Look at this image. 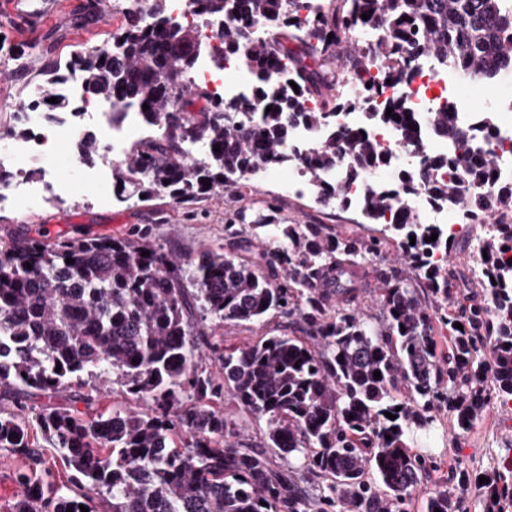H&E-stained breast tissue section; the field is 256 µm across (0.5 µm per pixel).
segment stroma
Instances as JSON below:
<instances>
[{
  "mask_svg": "<svg viewBox=\"0 0 512 512\" xmlns=\"http://www.w3.org/2000/svg\"><path fill=\"white\" fill-rule=\"evenodd\" d=\"M84 0H0V47L35 45L50 37L51 55L32 56L27 70L5 72L0 77V128L17 126L14 105L27 86L42 83V72L51 65H67L73 56L88 47L110 40L125 25L119 12L94 19L81 9ZM273 217L278 224H323L329 232L344 236L382 237L379 253L372 256L375 270L393 272L412 281L418 297L432 318V337L439 353L448 350V328L441 322L443 314L460 305L484 302L483 288L472 275L477 258L466 240L456 239L451 253L450 283L457 288L454 302L439 304L428 295L423 271L406 261L399 246V237L383 232L381 225L371 224L357 211L337 203L321 205L310 190L281 193L276 182L263 175L243 180L239 190L226 192L197 202L176 203L168 196H155L148 201L112 200L101 204L91 198L49 196L42 207L25 213L7 206L0 207V244L21 234L54 240L59 237L112 236L124 237L141 225L153 227L156 241L166 251L182 260L195 258L207 248H221L241 260L255 259L260 249L251 236L250 226L259 217ZM368 275V288L359 296V311L371 322L382 317L378 299L380 283ZM301 329L295 318L278 310L261 320L239 326L213 329L202 337L201 370L221 376L213 347H239L270 336H297ZM60 404L79 411L139 410V403L126 398L119 385L95 396L92 386L75 384L58 395ZM47 400L20 390L0 389V413L13 414L29 426V438L44 457L52 458L53 450L45 441L36 421ZM220 408L226 419L236 423L238 441L245 447L265 452L271 466L283 467L287 461L274 452L265 451L268 433L266 419L245 412L232 396H225ZM434 423L429 431L410 432L407 440L412 452L424 456L431 467L418 490L404 506L405 512H424L425 500L431 490L447 480L449 474L463 470L471 479L504 470L512 460V410L500 408L498 399H491L482 409L472 428L456 435L454 421L445 407H435Z\"/></svg>",
  "mask_w": 512,
  "mask_h": 512,
  "instance_id": "obj_1",
  "label": "stroma"
}]
</instances>
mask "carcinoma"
I'll return each mask as SVG.
<instances>
[{"label": "carcinoma", "instance_id": "obj_1", "mask_svg": "<svg viewBox=\"0 0 512 512\" xmlns=\"http://www.w3.org/2000/svg\"><path fill=\"white\" fill-rule=\"evenodd\" d=\"M166 2L151 0L147 22L127 14L111 40L70 61L87 91L137 109L160 132L133 143L126 161L112 169L117 190L147 200L158 189L182 202L205 199L239 186L263 165L296 160L318 203L346 205L344 185L325 182L323 173L345 161L353 179L387 165L372 136L359 127L340 129L311 147L290 148L297 123L318 129L325 119L304 111L302 99L341 108L374 97L375 87L364 86L359 99L330 98L337 67L350 82L374 67L385 80L407 83L412 62L425 55L471 82L512 77V0H326L318 9L306 0H192L221 24L224 55L238 56L258 88L255 96L212 102L194 117L181 96L199 57L198 32L171 25ZM302 8L315 10L306 28L295 21ZM263 21L276 26L275 42L254 36ZM357 29L381 31L383 38L364 47L351 39ZM283 58L297 93L281 86ZM392 108L400 120L372 112L369 121L393 123L414 153L425 154L407 103L400 99ZM427 126L452 147L448 166L481 186L495 180V161L474 144L492 134L494 113H480L466 129L439 108ZM188 144L202 147L198 157L186 156ZM79 147L95 160L97 135L85 131ZM442 163L426 159L419 173L401 174L392 192L371 195L363 213L383 224L396 201L428 183L433 198L456 206L464 223L496 220L481 246L487 301L445 319V358L436 353L430 314L414 288L385 271H378L383 319L371 325L358 316L364 264L380 240L334 235L324 224L252 225L261 241L287 242L266 250L256 264L207 248L185 265L153 242L148 226L128 238L47 243L19 236L1 244L0 385L52 399L86 376L118 384L147 405L136 414L45 408L38 425L73 471L76 496L25 469L17 473L22 493L10 512H81L82 505L96 512L104 501L112 502V512H401L428 470L406 437L429 426L433 403L448 407L462 434L490 394L512 399V265L496 261L500 249L512 246V185L471 193L454 181L430 182ZM389 228L406 241L415 237L408 259L425 271L437 301L452 300L448 277L428 266V258L453 244L440 236L429 240L434 230L406 215ZM271 310L297 317L305 337L271 336L224 349L218 354L222 381L199 371L197 318L243 325ZM226 391L267 418V447L303 454L305 471L273 468L232 441L237 430L218 407ZM0 448L31 454L28 425L0 416ZM486 478L480 484L485 512H506L512 470ZM316 479L326 482L328 493H307L302 482ZM470 483L465 473L452 475L429 493L426 512H463Z\"/></svg>", "mask_w": 512, "mask_h": 512}]
</instances>
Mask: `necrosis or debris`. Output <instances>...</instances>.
<instances>
[{
	"label": "necrosis or debris",
	"mask_w": 512,
	"mask_h": 512,
	"mask_svg": "<svg viewBox=\"0 0 512 512\" xmlns=\"http://www.w3.org/2000/svg\"><path fill=\"white\" fill-rule=\"evenodd\" d=\"M170 17L179 24L194 25L199 40L205 48L187 76L188 84L205 89L215 100L237 99L250 87L248 75L236 61L216 63L223 54L224 45L215 34V27L200 15L192 0H168ZM414 78L409 85L386 84L373 99L376 109H384L392 100L407 98L409 109L426 120L428 112L448 108L456 121L463 125L473 123L478 108L495 106L504 92L500 86H483L456 80L448 73L432 66L428 59L418 58L413 63ZM57 96L70 100L72 114H59L55 121H47L50 104L40 87H30L23 100L16 105L17 112L28 127L24 136L13 135L0 129V169L6 171H31V178L9 181L0 187V204L17 210L36 209L46 192L61 196H88L107 200L112 189V165L122 160L125 144L131 138L144 135L141 116L137 111L124 112L121 121H113L108 104L89 97L77 72L58 77ZM93 127L103 132L99 159L89 163L82 156H75L70 172H63L49 161L59 141L77 143L83 128ZM371 133L390 162L367 177L346 180L345 165L324 173L327 182L346 181L347 198L351 206L359 208L367 194L395 183L402 172L418 171L422 157L414 155L400 139L394 126L377 124ZM404 207L412 219L420 224H435L446 228L449 237L466 234V225L460 224L457 211L451 206L431 203L427 191L419 190L407 198Z\"/></svg>",
	"instance_id": "1"
}]
</instances>
